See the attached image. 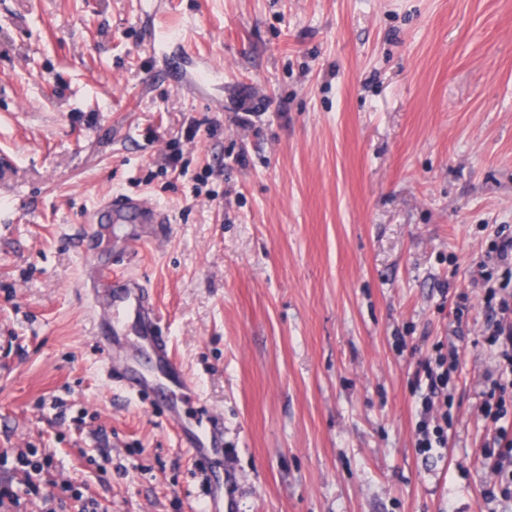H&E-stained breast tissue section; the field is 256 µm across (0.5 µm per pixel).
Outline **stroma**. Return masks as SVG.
I'll return each instance as SVG.
<instances>
[{
  "label": "stroma",
  "mask_w": 512,
  "mask_h": 512,
  "mask_svg": "<svg viewBox=\"0 0 512 512\" xmlns=\"http://www.w3.org/2000/svg\"><path fill=\"white\" fill-rule=\"evenodd\" d=\"M114 194L169 217L115 225L112 271L196 377L186 419L224 420L206 477L93 343L82 250ZM501 228L512 0H0V485L34 450L28 512L69 485L204 512L207 477L229 512H484ZM451 343L448 445L423 454L417 382Z\"/></svg>",
  "instance_id": "35a3bbf8"
}]
</instances>
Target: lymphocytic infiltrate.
Returning <instances> with one entry per match:
<instances>
[{"label": "lymphocytic infiltrate", "mask_w": 512, "mask_h": 512, "mask_svg": "<svg viewBox=\"0 0 512 512\" xmlns=\"http://www.w3.org/2000/svg\"><path fill=\"white\" fill-rule=\"evenodd\" d=\"M485 294L492 306V317L485 330V341L495 354V369L485 377L482 411L497 426L495 445L483 449L482 455L496 477L494 484L484 492L486 503L512 501V413L508 412L500 394L512 388V236H498L483 262ZM461 361L456 346L447 353L438 354L435 365L427 372L425 390L421 395L423 411H431L436 402H443L445 411L439 423L421 420L418 426L417 446L431 451L445 447L447 426L452 422L448 395L451 373Z\"/></svg>", "instance_id": "lymphocytic-infiltrate-1"}]
</instances>
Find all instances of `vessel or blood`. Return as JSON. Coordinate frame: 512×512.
<instances>
[{"label":"vessel or blood","instance_id":"1","mask_svg":"<svg viewBox=\"0 0 512 512\" xmlns=\"http://www.w3.org/2000/svg\"><path fill=\"white\" fill-rule=\"evenodd\" d=\"M132 210L139 211L149 224L168 221L162 209L136 202L123 194L114 196L94 212L96 226L84 256L88 292L96 311L95 342L102 351L107 379L131 393L151 397L160 406L167 427L178 432L182 447L190 449L197 460L203 461L209 459L222 444L224 422L215 420L206 430L187 426L183 400L197 396V385L186 376L168 384L160 376L152 374L149 369L151 363H164L170 359L171 342L160 329L162 317L142 283L134 279L113 278L112 269L106 263V257L112 251L110 223L123 220ZM130 320L135 321L138 327L140 344L126 364L117 366L112 360V331Z\"/></svg>","mask_w":512,"mask_h":512}]
</instances>
